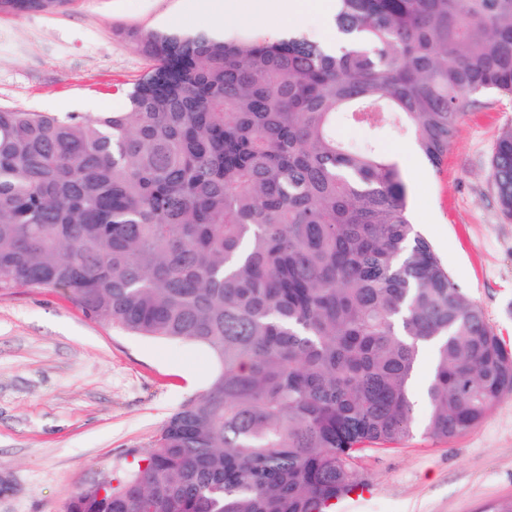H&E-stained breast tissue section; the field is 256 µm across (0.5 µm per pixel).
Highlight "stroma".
Returning a JSON list of instances; mask_svg holds the SVG:
<instances>
[{
	"label": "stroma",
	"mask_w": 512,
	"mask_h": 512,
	"mask_svg": "<svg viewBox=\"0 0 512 512\" xmlns=\"http://www.w3.org/2000/svg\"><path fill=\"white\" fill-rule=\"evenodd\" d=\"M193 0H70L0 13V106L111 112L150 63L132 31H178ZM512 103L477 95L438 166L407 129L337 120L345 141L376 142L404 171L412 221L454 282L512 346V222L490 177ZM214 371L202 347L98 324L62 292L0 296V512H63L72 491L125 466ZM372 497L354 512H487L512 500V396L477 427L434 442L422 430L359 463Z\"/></svg>",
	"instance_id": "obj_1"
}]
</instances>
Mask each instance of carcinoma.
<instances>
[{"label":"carcinoma","instance_id":"cac0c4a2","mask_svg":"<svg viewBox=\"0 0 512 512\" xmlns=\"http://www.w3.org/2000/svg\"><path fill=\"white\" fill-rule=\"evenodd\" d=\"M334 22L330 47L132 32L151 69L125 109L0 108V296L59 289L216 363L66 512H323L413 434L425 348L427 437L512 394V349L412 223L402 169L336 132L398 119L438 165L475 95L512 101V0H336ZM490 173L512 220V127Z\"/></svg>","mask_w":512,"mask_h":512}]
</instances>
